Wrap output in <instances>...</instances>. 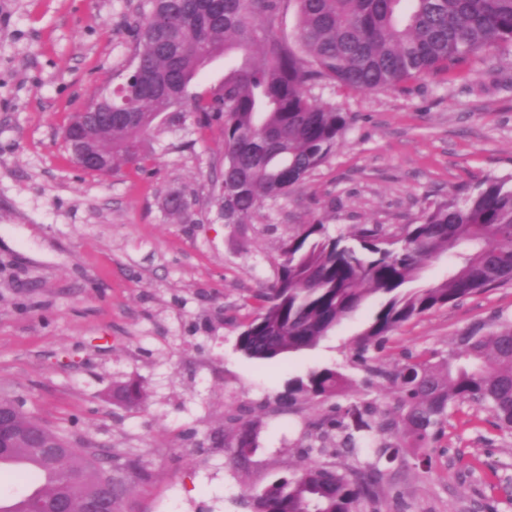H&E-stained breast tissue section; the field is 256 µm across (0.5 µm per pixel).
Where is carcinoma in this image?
<instances>
[{"label": "carcinoma", "mask_w": 512, "mask_h": 512, "mask_svg": "<svg viewBox=\"0 0 512 512\" xmlns=\"http://www.w3.org/2000/svg\"><path fill=\"white\" fill-rule=\"evenodd\" d=\"M298 6L296 35L275 34L286 5ZM135 51L127 67L98 92L100 111L112 114V136L100 152L117 158L155 129L165 112H183L201 127L224 132V194L217 196L226 224L245 230L267 203L288 195L335 149L347 113L324 106L308 91L332 80L351 91L397 88L434 70L448 74L470 56L496 45L512 53V0H141ZM246 54L244 64L207 94L187 88L214 57ZM447 260L444 278L412 288L424 265ZM512 282V186L487 178L470 194L424 211L389 235L358 228L352 241L331 236L325 224L305 225L284 244L277 278L254 295L256 312L240 326L237 349L274 359L314 348L340 321L372 296L379 309L358 339L359 350L404 323L482 288ZM396 388L394 406L363 404V424L375 425L377 462L351 474L312 463L283 475L250 498L252 512H354L377 502L383 473L402 448H430L442 434L448 409L471 402L512 430V322L459 337L441 369L407 361L377 369ZM349 379L331 367L288 382L282 406L297 398L323 401L344 393ZM131 405L144 400L133 382L117 388ZM233 447L243 455L254 435L243 417ZM319 452L354 448L339 415L313 424ZM46 456L19 437L0 448V461L25 451L40 469L18 473L29 491L12 497L21 512H43L59 498L82 510V492L112 479V452L88 453L58 435Z\"/></svg>", "instance_id": "carcinoma-1"}]
</instances>
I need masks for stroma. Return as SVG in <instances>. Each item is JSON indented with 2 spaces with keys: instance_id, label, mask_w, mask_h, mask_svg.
<instances>
[{
  "instance_id": "1",
  "label": "stroma",
  "mask_w": 512,
  "mask_h": 512,
  "mask_svg": "<svg viewBox=\"0 0 512 512\" xmlns=\"http://www.w3.org/2000/svg\"><path fill=\"white\" fill-rule=\"evenodd\" d=\"M140 0H0V397L122 465L121 512H249L250 495L312 463L345 472L368 451L307 452L313 422L393 404L372 368L440 363L457 338L512 321V284L477 290L417 317L358 356L368 299L311 350L273 360L235 346L281 246L304 225L394 233L452 194L495 177L512 185V55L491 48L449 80L433 71L400 90L313 88L347 112L334 151L247 231L224 223L220 125L158 131L144 168L100 177L71 161L63 130L123 70ZM190 203L183 222L165 206ZM339 368L354 395L278 405L288 380ZM137 380L146 400L111 399ZM243 414L256 447L232 449ZM386 465L378 503L356 512H512V431L473 403L453 405L431 450Z\"/></svg>"
}]
</instances>
